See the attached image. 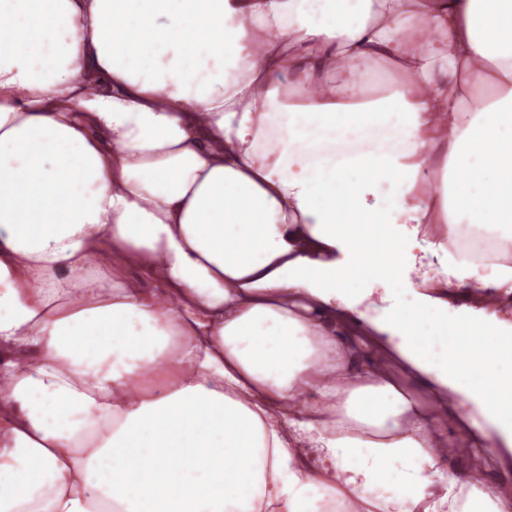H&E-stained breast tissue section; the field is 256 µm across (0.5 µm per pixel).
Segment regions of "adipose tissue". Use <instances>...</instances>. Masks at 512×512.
Listing matches in <instances>:
<instances>
[{"label": "adipose tissue", "instance_id": "ef3b65f1", "mask_svg": "<svg viewBox=\"0 0 512 512\" xmlns=\"http://www.w3.org/2000/svg\"><path fill=\"white\" fill-rule=\"evenodd\" d=\"M368 60L409 86L327 83ZM511 112L512 0H0V512H512L476 472L433 481L436 411L512 450L413 328L447 318L475 258L395 250L415 276L400 307L350 287L372 256L336 230L397 208L395 242L501 223L512 161L490 149ZM387 114L395 146L305 153L304 124ZM351 343V357L358 367H373L377 360V346L367 336H347Z\"/></svg>", "mask_w": 512, "mask_h": 512}]
</instances>
